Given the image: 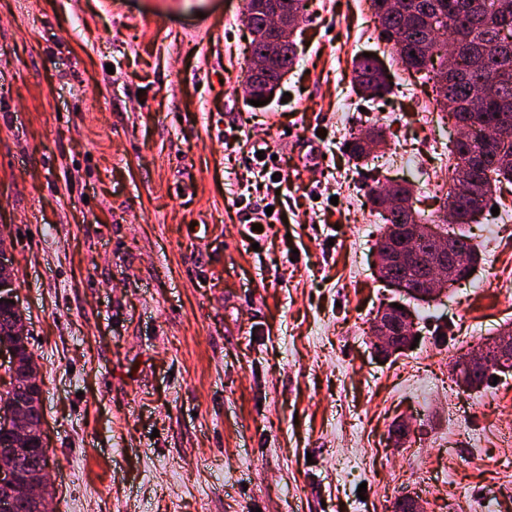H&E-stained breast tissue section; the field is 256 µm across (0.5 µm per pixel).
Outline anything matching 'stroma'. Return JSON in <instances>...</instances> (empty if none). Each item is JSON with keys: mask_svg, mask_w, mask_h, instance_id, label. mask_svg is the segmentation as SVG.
Returning a JSON list of instances; mask_svg holds the SVG:
<instances>
[{"mask_svg": "<svg viewBox=\"0 0 512 512\" xmlns=\"http://www.w3.org/2000/svg\"><path fill=\"white\" fill-rule=\"evenodd\" d=\"M243 6L0 0V240L39 366L49 512H512V376L451 377L512 323V184L472 227L471 280L413 303L415 348L376 358L392 292L367 194L408 182L437 212L453 127L362 0H315L254 108ZM366 52L390 77L377 104L352 90ZM376 121L414 170L352 160L350 129Z\"/></svg>", "mask_w": 512, "mask_h": 512, "instance_id": "1", "label": "stroma"}]
</instances>
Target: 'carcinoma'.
Masks as SVG:
<instances>
[{"instance_id": "1", "label": "carcinoma", "mask_w": 512, "mask_h": 512, "mask_svg": "<svg viewBox=\"0 0 512 512\" xmlns=\"http://www.w3.org/2000/svg\"><path fill=\"white\" fill-rule=\"evenodd\" d=\"M273 0H246L245 10L254 22L250 31L252 52L269 61L270 78L280 83L292 69L296 49H278L275 36L262 32L264 16ZM379 37L390 46L397 62L407 71H430L437 90L440 111L454 125L466 128L465 139L450 146L455 156L450 182L460 181L469 190L453 223L445 213L423 217L415 207L381 215L378 242L399 240L403 226L442 224L453 235L472 262L480 254L472 244L470 225L477 223L489 200L505 182L512 184V0H370ZM440 59L433 67L434 59ZM356 91L373 99L389 92L388 77L370 57L353 61ZM432 253L422 247L411 266L395 275L419 282L422 265ZM23 314L0 303V342L8 340L28 350V337L13 335ZM49 466L48 453L36 452L30 459L15 461L0 455V466Z\"/></svg>"}]
</instances>
